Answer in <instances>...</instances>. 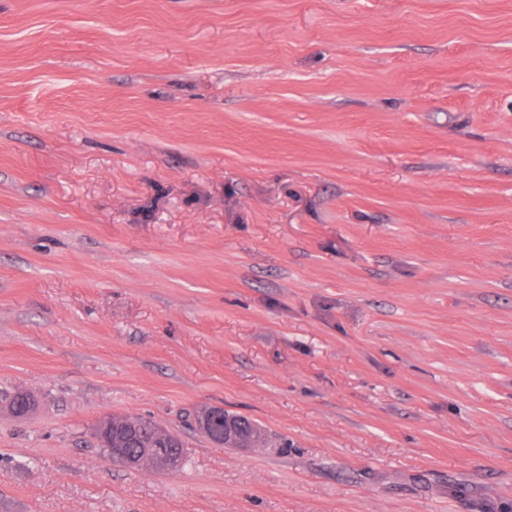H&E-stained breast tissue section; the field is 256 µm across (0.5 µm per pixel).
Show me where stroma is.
<instances>
[{
    "instance_id": "obj_1",
    "label": "stroma",
    "mask_w": 512,
    "mask_h": 512,
    "mask_svg": "<svg viewBox=\"0 0 512 512\" xmlns=\"http://www.w3.org/2000/svg\"><path fill=\"white\" fill-rule=\"evenodd\" d=\"M19 388L0 512H512V0H0ZM35 407L34 396L25 390L13 391L1 397V408L15 418L28 416ZM213 411L222 412L223 416L222 421H214L213 419H211V423L215 429L218 430L221 427H224V424L226 425L228 421H231L235 431L238 433L237 441L235 442V444H228L233 446L232 448H282L285 447L286 445L285 441H273L263 428L253 423L249 419L226 412L222 408H208L205 409L198 416V424L201 430L203 428V421L206 420L208 422L209 415L211 416ZM234 429H224L223 433L214 435L213 437H211V439L219 440L218 442H216L218 444H224V440H227V442H229L236 437ZM110 418V427L106 433L108 440L99 442L103 448H110L111 453L112 448H124L127 455L140 457L139 461L132 457L123 458L125 464L120 457L112 453V457L125 466L138 469L141 459L144 457L142 466L150 465L156 470H168L160 462L163 458V462L176 458L180 465L182 464L183 442L177 435L142 417L119 415H112V417H106L101 421L103 432L108 428ZM148 450L150 451L148 452Z\"/></svg>"
}]
</instances>
